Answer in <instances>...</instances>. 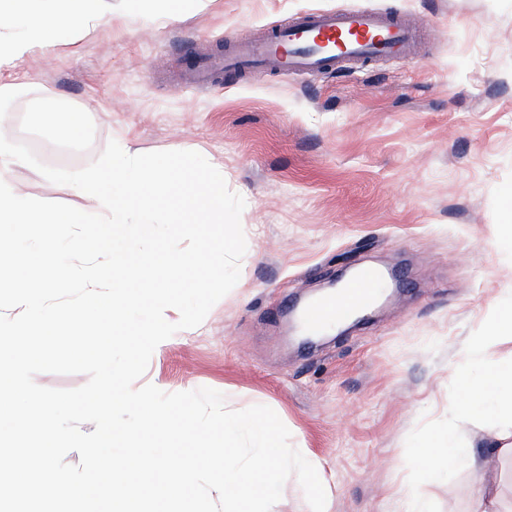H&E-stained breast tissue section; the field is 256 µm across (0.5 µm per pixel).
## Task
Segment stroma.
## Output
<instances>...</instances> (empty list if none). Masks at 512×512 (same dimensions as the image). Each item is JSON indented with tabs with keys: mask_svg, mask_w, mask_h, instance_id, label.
<instances>
[{
	"mask_svg": "<svg viewBox=\"0 0 512 512\" xmlns=\"http://www.w3.org/2000/svg\"><path fill=\"white\" fill-rule=\"evenodd\" d=\"M111 22L0 67L18 87L0 133L71 170L109 140L131 154L192 150L245 202L235 287L197 327L154 350L141 384L208 387L231 410L272 408L317 469L328 512H472L481 461L496 512H512V420L459 414L462 383L512 363V335H486L512 303V0H109ZM367 9L425 22L415 55L313 75L183 83L196 56L312 12ZM86 117L72 139L43 114ZM29 198L90 211L73 187L22 164ZM403 276L374 318L299 349L295 304L345 265ZM448 432L467 453L419 485V447Z\"/></svg>",
	"mask_w": 512,
	"mask_h": 512,
	"instance_id": "35a3bbf8",
	"label": "stroma"
}]
</instances>
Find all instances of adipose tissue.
<instances>
[{
    "instance_id": "ef3b65f1",
    "label": "adipose tissue",
    "mask_w": 512,
    "mask_h": 512,
    "mask_svg": "<svg viewBox=\"0 0 512 512\" xmlns=\"http://www.w3.org/2000/svg\"><path fill=\"white\" fill-rule=\"evenodd\" d=\"M43 0H0V20H20L21 35L0 34V66L12 63L35 48L58 45V33L68 27L79 33H89L108 15L103 0H57L53 12L43 11Z\"/></svg>"
}]
</instances>
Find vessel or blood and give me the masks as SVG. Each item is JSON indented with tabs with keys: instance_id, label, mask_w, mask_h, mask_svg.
Returning a JSON list of instances; mask_svg holds the SVG:
<instances>
[{
	"instance_id": "b4317fda",
	"label": "vessel or blood",
	"mask_w": 512,
	"mask_h": 512,
	"mask_svg": "<svg viewBox=\"0 0 512 512\" xmlns=\"http://www.w3.org/2000/svg\"><path fill=\"white\" fill-rule=\"evenodd\" d=\"M420 22L365 10L310 12L276 29L245 37L216 49L194 69L198 84H209L220 72L296 73L330 71L343 60L363 62L387 55L409 57L422 38ZM382 273L370 266L334 299L303 313L306 325L329 320L341 322L358 304L377 298Z\"/></svg>"
}]
</instances>
